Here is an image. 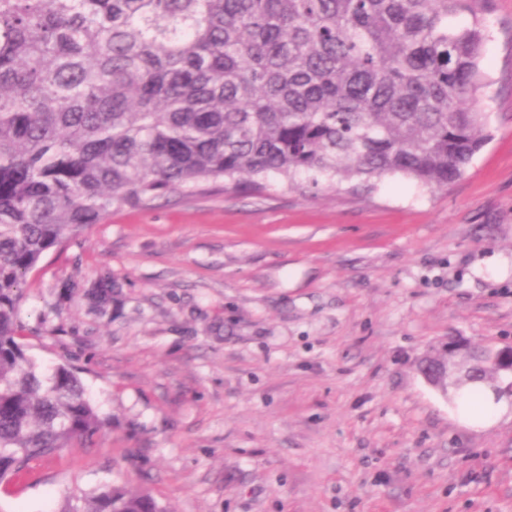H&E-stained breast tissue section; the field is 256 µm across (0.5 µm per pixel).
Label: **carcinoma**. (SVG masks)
Returning <instances> with one entry per match:
<instances>
[{"mask_svg":"<svg viewBox=\"0 0 512 512\" xmlns=\"http://www.w3.org/2000/svg\"><path fill=\"white\" fill-rule=\"evenodd\" d=\"M493 0H0V484L105 419L77 373L27 356L19 309L43 257L177 186L258 192L458 178ZM448 400L512 373L465 345ZM62 512H165L105 486Z\"/></svg>","mask_w":512,"mask_h":512,"instance_id":"cac0c4a2","label":"carcinoma"}]
</instances>
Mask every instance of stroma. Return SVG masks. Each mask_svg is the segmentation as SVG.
Masks as SVG:
<instances>
[{
    "mask_svg": "<svg viewBox=\"0 0 512 512\" xmlns=\"http://www.w3.org/2000/svg\"><path fill=\"white\" fill-rule=\"evenodd\" d=\"M482 71L491 138L448 186L216 182L49 251L26 354L78 370L108 424L1 484L0 512L104 485L166 512H512V409L464 426L417 370L452 336L512 343V0Z\"/></svg>",
    "mask_w": 512,
    "mask_h": 512,
    "instance_id": "stroma-1",
    "label": "stroma"
}]
</instances>
